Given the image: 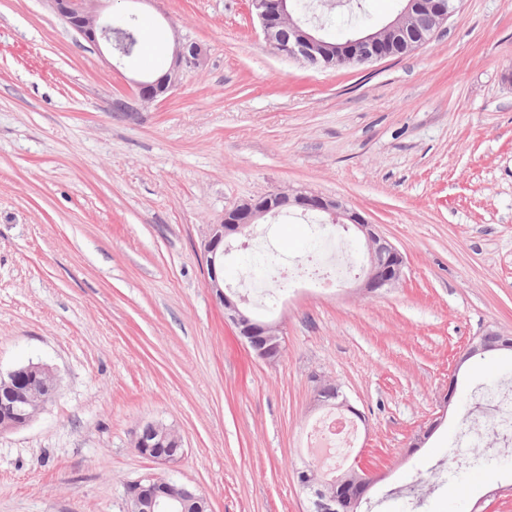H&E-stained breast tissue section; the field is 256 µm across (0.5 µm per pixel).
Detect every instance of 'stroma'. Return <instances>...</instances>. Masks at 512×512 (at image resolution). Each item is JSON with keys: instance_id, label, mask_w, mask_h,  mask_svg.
Instances as JSON below:
<instances>
[{"instance_id": "obj_1", "label": "stroma", "mask_w": 512, "mask_h": 512, "mask_svg": "<svg viewBox=\"0 0 512 512\" xmlns=\"http://www.w3.org/2000/svg\"><path fill=\"white\" fill-rule=\"evenodd\" d=\"M199 43L204 64L164 101L116 112L156 58L82 39L49 0H0V370L42 362L60 385L0 435V512H126L159 472L213 512H307L296 472L320 412L316 377L364 416L345 458L372 512H512V441L463 443L486 331L512 337V0H460L428 43L369 65L274 52L249 0H106ZM277 190L344 201L405 257L397 287L361 294L366 248L335 227L355 271L324 293L277 276L324 214L266 218L263 259L283 354L259 361L207 286L202 240ZM154 421L183 457L133 448ZM421 447H413L417 435ZM495 336H500V334H498L497 332H495L493 330H489L486 333L482 334L480 337V340L476 344H474L472 347H470L462 356H460L458 358L457 365H461L466 360L470 359L471 357H473L479 353H484L487 351H493V350L500 349L503 345L512 347V345H511L512 339L504 338L503 336H500L501 344H499L497 339L495 338ZM134 448L138 454L164 467L176 463L185 452L181 434L173 427L155 422H147L139 427Z\"/></svg>"}]
</instances>
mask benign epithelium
<instances>
[{
  "mask_svg": "<svg viewBox=\"0 0 512 512\" xmlns=\"http://www.w3.org/2000/svg\"><path fill=\"white\" fill-rule=\"evenodd\" d=\"M57 13L89 42L97 45L103 40L113 45L116 54L127 55V51L112 44V28L109 16L102 14L92 0H50ZM262 27L264 39L277 53L295 58L312 66L334 64H366L394 56L402 51L413 50L428 42L453 15L457 6L455 0H407L403 11L385 24L384 30L394 34L390 42L379 38L376 32L348 38L328 50L320 38L306 32L292 22L288 13V0H251ZM204 57L202 46L181 37L174 39L170 66L155 78L134 82L135 95L143 104H151L158 98L172 92L182 74L200 65ZM296 206L304 212L325 213L332 223L345 228L354 227L364 238L367 249V266L360 290L373 295L384 288L395 286L403 276L404 257L399 249L381 236L375 225L360 213L348 208L343 202L317 194L277 191L264 197L242 203L226 212L219 224L210 227L202 242L207 263V284L216 292L224 307V318L229 320L243 336L255 357L267 364L279 360L282 339L279 326L269 320H262L248 310L238 294L222 291L220 285L221 258L233 242L247 246L251 226L267 216H274L285 207ZM497 332L489 330L457 360L462 364L471 357L501 348ZM58 381L53 368L47 364H29L6 373L0 372V388L26 381L27 387L45 395L50 400L58 390L56 385H47L45 379ZM336 399V408L354 415L360 412L354 408L340 387L330 380L318 378L312 389L314 407L328 405L325 398ZM34 415L24 413L17 407V400L0 399V433L26 427ZM134 447L137 453L160 466L177 462L185 452L183 437L173 427L161 423L147 422L136 432ZM310 491L318 497L322 512H337L341 498L328 490L321 474H314ZM189 505L192 512H211L206 497L194 487L167 477L152 474L134 482L128 488L127 512H156L162 506Z\"/></svg>",
  "mask_w": 512,
  "mask_h": 512,
  "instance_id": "benign-epithelium-1",
  "label": "benign epithelium"
}]
</instances>
